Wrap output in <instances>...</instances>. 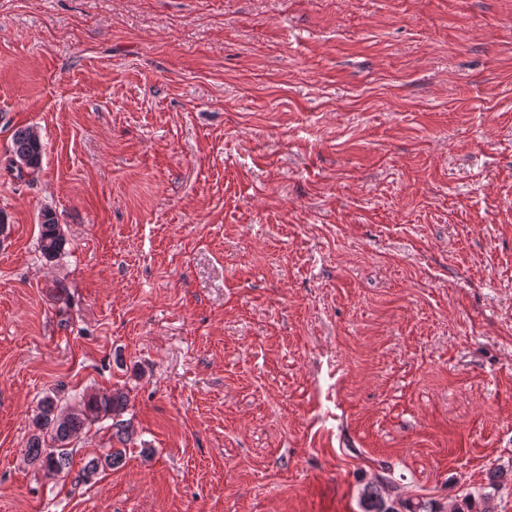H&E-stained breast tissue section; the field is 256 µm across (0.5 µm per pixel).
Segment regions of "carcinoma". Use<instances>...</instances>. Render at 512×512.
<instances>
[{
    "label": "carcinoma",
    "instance_id": "carcinoma-1",
    "mask_svg": "<svg viewBox=\"0 0 512 512\" xmlns=\"http://www.w3.org/2000/svg\"><path fill=\"white\" fill-rule=\"evenodd\" d=\"M12 151L16 160L36 172L43 158V143L39 134L31 127L16 131L12 139ZM64 245L55 214L42 213L40 247L48 258L55 257ZM127 396L116 390L111 393L91 394L82 399L79 407L63 409L55 394L43 396L32 416L33 434L28 445V459L44 471L48 477H66L72 465V450L69 445L85 429L106 418L112 419L115 435L126 441L132 435L130 424L119 419L127 406ZM122 456L117 449L104 456L88 461L84 472L93 473L101 466H113ZM362 512H441V508L428 501H413L390 494L388 479L380 475L368 483L360 493Z\"/></svg>",
    "mask_w": 512,
    "mask_h": 512
}]
</instances>
